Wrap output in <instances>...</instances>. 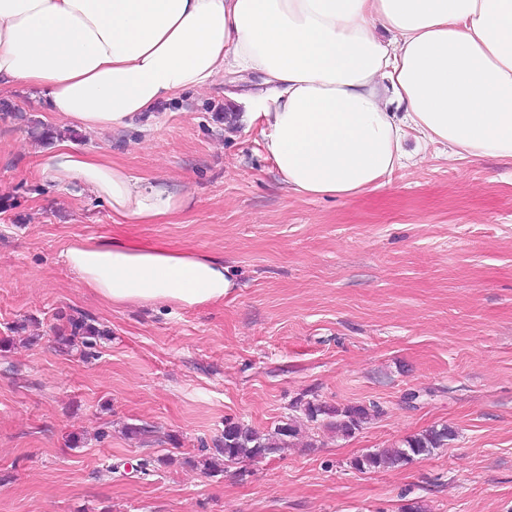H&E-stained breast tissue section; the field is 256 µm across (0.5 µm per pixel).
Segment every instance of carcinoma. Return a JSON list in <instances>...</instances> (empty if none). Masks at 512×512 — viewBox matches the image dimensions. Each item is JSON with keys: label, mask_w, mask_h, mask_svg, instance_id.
I'll use <instances>...</instances> for the list:
<instances>
[{"label": "carcinoma", "mask_w": 512, "mask_h": 512, "mask_svg": "<svg viewBox=\"0 0 512 512\" xmlns=\"http://www.w3.org/2000/svg\"><path fill=\"white\" fill-rule=\"evenodd\" d=\"M107 337L108 330L99 327L94 319L81 313L66 315L65 324L56 329V342L60 349L68 351L78 348L86 358L94 356L98 341ZM291 409L310 422H323L325 428L342 437L352 435L370 416L369 408L365 406L339 408L316 399L308 400L303 395L296 398ZM299 432L300 423L295 418L288 419L270 432L260 431L241 422L227 421L222 436L215 440L213 455L202 457L197 465L202 473L209 475L222 464L226 466L247 460L258 462L289 447ZM453 438L454 432L448 427H432L407 437L394 448H380L357 456L350 461V465L358 471L398 467L417 456L429 455L445 447Z\"/></svg>", "instance_id": "cac0c4a2"}]
</instances>
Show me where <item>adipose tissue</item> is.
<instances>
[{
  "label": "adipose tissue",
  "mask_w": 512,
  "mask_h": 512,
  "mask_svg": "<svg viewBox=\"0 0 512 512\" xmlns=\"http://www.w3.org/2000/svg\"><path fill=\"white\" fill-rule=\"evenodd\" d=\"M255 76L244 122L291 194L347 199L411 159L512 158V0H0V93L24 85L91 133L137 126L225 74ZM37 169L118 224H175L189 194L63 139ZM106 305L206 306L219 258L84 240L63 254Z\"/></svg>",
  "instance_id": "obj_1"
}]
</instances>
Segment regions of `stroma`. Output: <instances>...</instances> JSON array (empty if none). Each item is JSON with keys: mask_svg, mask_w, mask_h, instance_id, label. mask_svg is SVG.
<instances>
[{"mask_svg": "<svg viewBox=\"0 0 512 512\" xmlns=\"http://www.w3.org/2000/svg\"><path fill=\"white\" fill-rule=\"evenodd\" d=\"M223 81L161 104L144 131L63 126L24 87L0 95V512H512V159L417 147L384 186L289 193L262 125L226 124ZM191 195L176 224H117L37 170L43 129ZM116 239L223 259L207 308L108 307L63 258ZM110 336L61 351L62 313ZM378 411L350 437L294 444L207 476L225 422L273 430L300 395ZM147 426L141 439L128 424ZM447 447L398 468L351 460L431 426ZM147 460V473L134 469Z\"/></svg>", "mask_w": 512, "mask_h": 512, "instance_id": "stroma-1", "label": "stroma"}]
</instances>
